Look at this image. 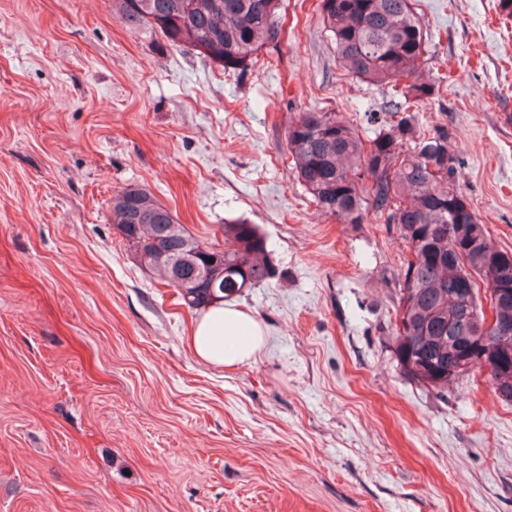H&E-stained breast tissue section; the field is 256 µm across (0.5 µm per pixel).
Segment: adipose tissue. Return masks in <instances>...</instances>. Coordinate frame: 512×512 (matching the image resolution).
I'll list each match as a JSON object with an SVG mask.
<instances>
[{
    "instance_id": "adipose-tissue-1",
    "label": "adipose tissue",
    "mask_w": 512,
    "mask_h": 512,
    "mask_svg": "<svg viewBox=\"0 0 512 512\" xmlns=\"http://www.w3.org/2000/svg\"><path fill=\"white\" fill-rule=\"evenodd\" d=\"M262 342L260 327L232 304L210 307L197 320L192 350L207 364L237 367L249 361Z\"/></svg>"
}]
</instances>
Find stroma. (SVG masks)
I'll list each match as a JSON object with an SVG mask.
<instances>
[{"label":"stroma","instance_id":"stroma-1","mask_svg":"<svg viewBox=\"0 0 512 512\" xmlns=\"http://www.w3.org/2000/svg\"><path fill=\"white\" fill-rule=\"evenodd\" d=\"M455 184L512 253V0H412ZM226 72L112 0H0V512H512V403L473 369L438 393L392 355L406 249L323 214L286 150L299 113L361 138L391 86L349 75L320 0ZM148 188L195 237L260 225L276 274L232 371L140 264L111 198Z\"/></svg>","mask_w":512,"mask_h":512}]
</instances>
